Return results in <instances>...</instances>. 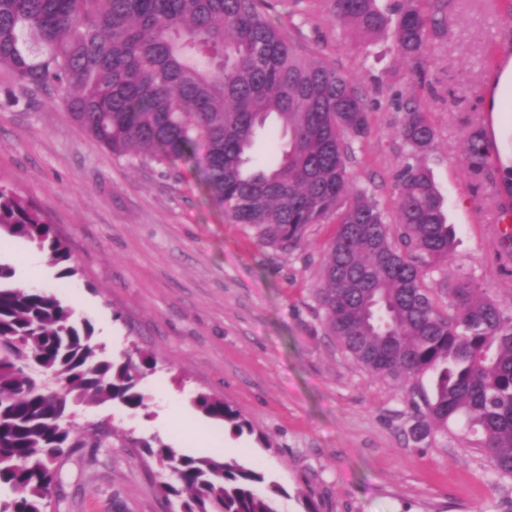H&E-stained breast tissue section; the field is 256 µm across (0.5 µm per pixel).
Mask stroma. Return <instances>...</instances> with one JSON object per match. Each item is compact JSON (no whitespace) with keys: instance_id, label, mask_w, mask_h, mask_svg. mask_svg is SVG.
Segmentation results:
<instances>
[{"instance_id":"35a3bbf8","label":"stroma","mask_w":512,"mask_h":512,"mask_svg":"<svg viewBox=\"0 0 512 512\" xmlns=\"http://www.w3.org/2000/svg\"><path fill=\"white\" fill-rule=\"evenodd\" d=\"M275 22L336 65L367 99L372 134L354 143L353 185L383 207L408 154L397 134L402 102L429 107L434 149L424 163L455 229L449 277L512 309V261L502 256L499 161L482 173L462 163L465 135L512 134V103L497 104L512 69V0H452L447 31L432 43L423 75L411 73L389 34L369 40L338 24L327 0H272ZM0 185L32 200L64 239L77 273L60 277L31 244L0 238L17 283L57 295L114 358L138 351L156 368L140 382L146 406H76L75 422L109 423L108 448H75L59 461L52 512H179L156 487L174 481L141 448L178 453L221 443L286 490L279 512H512V480L473 452L407 436L402 393L358 366L328 332L316 290L334 227L313 225L284 253L230 221L192 163L116 158L81 131L56 91L29 90L0 70ZM223 398L250 428L235 434L194 404ZM195 427L167 429L171 403Z\"/></svg>"}]
</instances>
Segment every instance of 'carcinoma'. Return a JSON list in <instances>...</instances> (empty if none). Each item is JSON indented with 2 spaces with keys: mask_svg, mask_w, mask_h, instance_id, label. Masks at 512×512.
Returning <instances> with one entry per match:
<instances>
[{
  "mask_svg": "<svg viewBox=\"0 0 512 512\" xmlns=\"http://www.w3.org/2000/svg\"><path fill=\"white\" fill-rule=\"evenodd\" d=\"M266 0H0V68L22 86L54 88L73 120L118 158L191 161L204 149L203 177L215 204L263 243L297 249L315 224L336 225L318 299L329 332L365 371L392 381L415 412L409 436L448 437L461 425L501 478L512 479V311L466 280L429 273L448 264L455 231L423 163L435 131L426 104L403 103L398 135L410 148L395 177L392 211L352 189V143L370 138L364 95L332 64L301 52L266 13ZM451 0H396L391 21L378 0H332L336 19L360 33L392 30L416 75L444 33ZM275 119L285 148L277 163L251 151ZM482 124L465 139L463 164L488 166ZM22 238L77 269L43 213L0 187V234ZM0 262V512H49L59 479L53 460L68 448H100L105 423L74 427L69 408L117 402L146 407L138 382L156 368L145 354H102L91 324L53 294L13 280ZM446 305H441V297ZM436 374L428 396L420 379ZM208 417L242 434L249 422L222 398L201 394ZM176 469L158 490L180 512H277L285 495L257 466L176 455L142 444Z\"/></svg>",
  "mask_w": 512,
  "mask_h": 512,
  "instance_id": "1",
  "label": "carcinoma"
}]
</instances>
